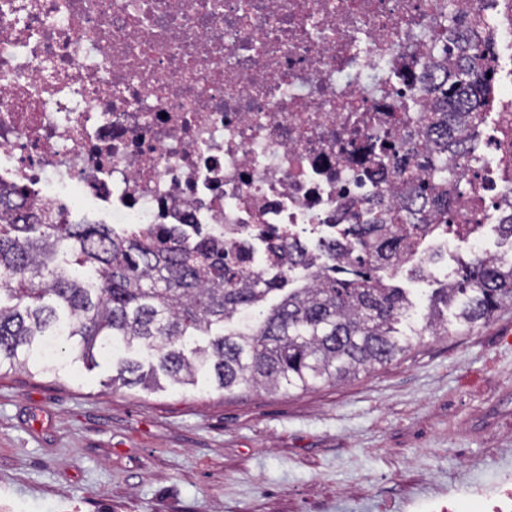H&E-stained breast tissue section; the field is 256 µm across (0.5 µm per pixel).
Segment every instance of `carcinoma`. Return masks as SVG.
Instances as JSON below:
<instances>
[{
	"label": "carcinoma",
	"mask_w": 512,
	"mask_h": 512,
	"mask_svg": "<svg viewBox=\"0 0 512 512\" xmlns=\"http://www.w3.org/2000/svg\"><path fill=\"white\" fill-rule=\"evenodd\" d=\"M456 25L450 9L448 64L428 59L415 77L430 102L422 113L429 141L426 178L410 206L372 202L373 223L359 225L352 251L326 246L331 264L310 279L288 275L312 265L296 245L272 246L266 269L247 275L236 253L208 239L189 247L153 232L119 236L110 224H71L63 210H31L21 190L1 188L0 369L28 368L57 337L84 363L136 345L151 360L121 361L112 384L154 391L162 376L185 387L203 374L231 395L336 383L408 351L411 339L396 325L414 302L393 281L426 233L423 213L448 222V194L436 192L450 176L443 159L460 150L452 132L484 111L494 82L482 64L485 46L459 38ZM507 304L512 257L467 253L454 279L433 290L415 335L470 332Z\"/></svg>",
	"instance_id": "obj_1"
}]
</instances>
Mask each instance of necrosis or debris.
Here are the masks:
<instances>
[{
	"mask_svg": "<svg viewBox=\"0 0 512 512\" xmlns=\"http://www.w3.org/2000/svg\"><path fill=\"white\" fill-rule=\"evenodd\" d=\"M449 2L498 69L506 0H0V184L119 234L215 240L250 273L284 239L322 266L372 194L413 195L415 156L383 172L378 148L426 142L398 92ZM472 123L470 156L448 158L454 220L410 257L431 274L479 246L512 187V110Z\"/></svg>",
	"mask_w": 512,
	"mask_h": 512,
	"instance_id": "necrosis-or-debris-1",
	"label": "necrosis or debris"
}]
</instances>
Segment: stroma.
Wrapping results in <instances>:
<instances>
[{
  "label": "stroma",
  "mask_w": 512,
  "mask_h": 512,
  "mask_svg": "<svg viewBox=\"0 0 512 512\" xmlns=\"http://www.w3.org/2000/svg\"><path fill=\"white\" fill-rule=\"evenodd\" d=\"M0 372V512H435L512 475V305L309 390L115 388L56 350Z\"/></svg>",
  "instance_id": "35a3bbf8"
}]
</instances>
